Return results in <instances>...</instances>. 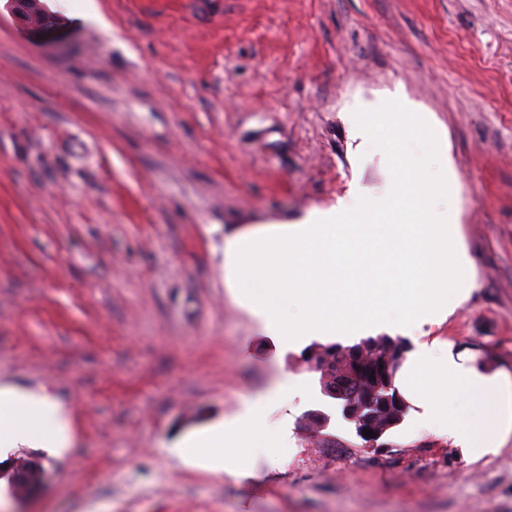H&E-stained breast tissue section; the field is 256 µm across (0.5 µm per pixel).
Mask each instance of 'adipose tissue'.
<instances>
[{
	"mask_svg": "<svg viewBox=\"0 0 512 512\" xmlns=\"http://www.w3.org/2000/svg\"><path fill=\"white\" fill-rule=\"evenodd\" d=\"M261 402L249 403L245 412L230 422H216L187 434L178 443L184 462L248 476V457L262 429ZM70 443L69 418L50 396L0 386V461L17 448H64ZM234 449V460L224 458Z\"/></svg>",
	"mask_w": 512,
	"mask_h": 512,
	"instance_id": "adipose-tissue-1",
	"label": "adipose tissue"
}]
</instances>
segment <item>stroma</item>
I'll return each instance as SVG.
<instances>
[{"label":"stroma","instance_id":"35a3bbf8","mask_svg":"<svg viewBox=\"0 0 512 512\" xmlns=\"http://www.w3.org/2000/svg\"><path fill=\"white\" fill-rule=\"evenodd\" d=\"M0 0V385L43 391L68 448L0 512H512V437L471 456L410 400L378 448L224 286V237L383 189L349 112H430L477 286L424 325L512 373V0ZM95 8L105 22L86 19ZM298 387L279 393L286 375ZM266 397L255 476L186 433ZM11 13L24 28L49 34L55 26L41 0H10Z\"/></svg>","mask_w":512,"mask_h":512}]
</instances>
